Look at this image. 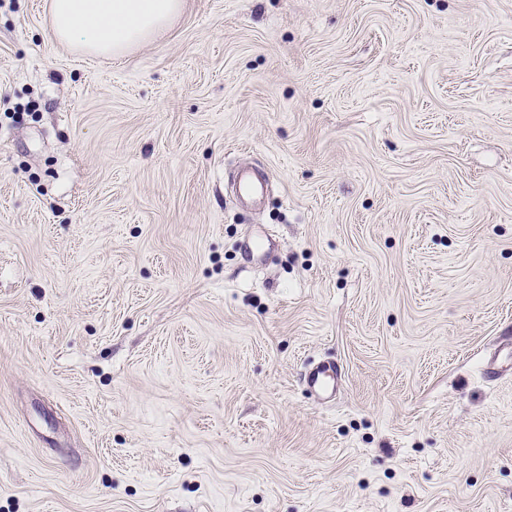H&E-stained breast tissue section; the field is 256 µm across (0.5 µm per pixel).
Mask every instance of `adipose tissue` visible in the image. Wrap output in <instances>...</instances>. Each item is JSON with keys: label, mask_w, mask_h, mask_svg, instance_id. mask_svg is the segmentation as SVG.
Wrapping results in <instances>:
<instances>
[{"label": "adipose tissue", "mask_w": 512, "mask_h": 512, "mask_svg": "<svg viewBox=\"0 0 512 512\" xmlns=\"http://www.w3.org/2000/svg\"><path fill=\"white\" fill-rule=\"evenodd\" d=\"M183 0H50L52 41L120 56L177 15Z\"/></svg>", "instance_id": "ef3b65f1"}]
</instances>
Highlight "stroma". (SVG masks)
<instances>
[{
  "mask_svg": "<svg viewBox=\"0 0 512 512\" xmlns=\"http://www.w3.org/2000/svg\"><path fill=\"white\" fill-rule=\"evenodd\" d=\"M49 26L0 0V512H512V0ZM308 387L323 399L330 398L336 391V370L334 367L321 364L308 372Z\"/></svg>",
  "mask_w": 512,
  "mask_h": 512,
  "instance_id": "obj_1",
  "label": "stroma"
}]
</instances>
